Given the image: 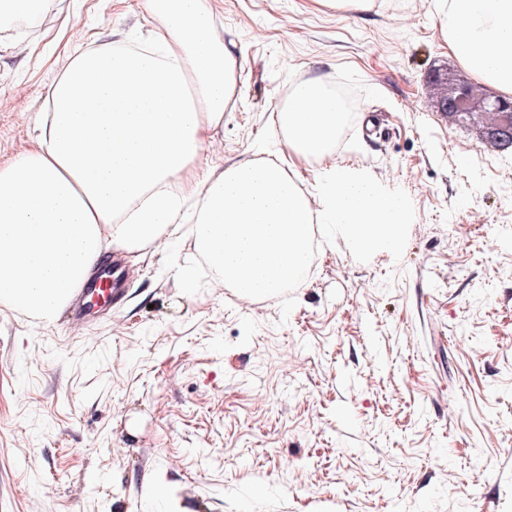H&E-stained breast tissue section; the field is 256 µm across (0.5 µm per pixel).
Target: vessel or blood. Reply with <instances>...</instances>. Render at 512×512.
<instances>
[{"instance_id":"b4317fda","label":"vessel or blood","mask_w":512,"mask_h":512,"mask_svg":"<svg viewBox=\"0 0 512 512\" xmlns=\"http://www.w3.org/2000/svg\"><path fill=\"white\" fill-rule=\"evenodd\" d=\"M131 276V270L118 258L113 257L103 263L95 278L85 287L77 289L67 303L72 330H83L86 320L93 313L91 302L94 297L100 296L111 301L119 299Z\"/></svg>"}]
</instances>
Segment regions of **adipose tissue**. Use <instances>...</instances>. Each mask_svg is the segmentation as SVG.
<instances>
[{"label": "adipose tissue", "mask_w": 512, "mask_h": 512, "mask_svg": "<svg viewBox=\"0 0 512 512\" xmlns=\"http://www.w3.org/2000/svg\"><path fill=\"white\" fill-rule=\"evenodd\" d=\"M160 52L109 41L76 53L50 90L28 149L0 165V305L52 323L112 243L135 252L195 222V248L247 295L285 287L308 262L310 222L356 254L398 255L408 204L333 165L316 195L277 164L184 172L224 119L237 60L202 0H145ZM448 49L512 96V0H443ZM342 112L323 80L297 84L280 114L293 163L329 156Z\"/></svg>", "instance_id": "obj_1"}]
</instances>
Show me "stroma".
Instances as JSON below:
<instances>
[{
  "mask_svg": "<svg viewBox=\"0 0 512 512\" xmlns=\"http://www.w3.org/2000/svg\"><path fill=\"white\" fill-rule=\"evenodd\" d=\"M239 63L195 174L287 158L307 79L363 100L332 160L409 202L398 256L319 224L309 274L243 298L193 226L83 337L0 306V512H512V150L435 105L440 0H204ZM80 18L83 40L64 24ZM142 0H52L0 32V164L75 52L147 46Z\"/></svg>",
  "mask_w": 512,
  "mask_h": 512,
  "instance_id": "1",
  "label": "stroma"
}]
</instances>
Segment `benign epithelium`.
I'll use <instances>...</instances> for the list:
<instances>
[{
	"label": "benign epithelium",
	"instance_id": "obj_1",
	"mask_svg": "<svg viewBox=\"0 0 512 512\" xmlns=\"http://www.w3.org/2000/svg\"><path fill=\"white\" fill-rule=\"evenodd\" d=\"M443 81L448 83L449 90L440 102V109L471 120L484 112L498 113V122L487 130L486 140L501 151L512 148V99L480 94L464 78L448 76Z\"/></svg>",
	"mask_w": 512,
	"mask_h": 512
}]
</instances>
